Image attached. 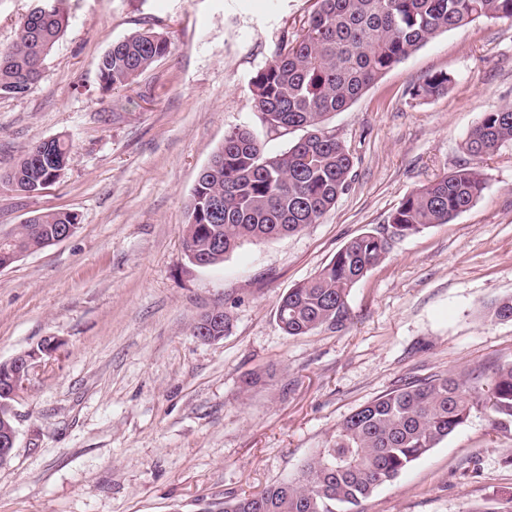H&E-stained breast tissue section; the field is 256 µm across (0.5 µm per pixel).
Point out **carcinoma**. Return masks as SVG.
I'll list each match as a JSON object with an SVG mask.
<instances>
[{"instance_id":"cac0c4a2","label":"carcinoma","mask_w":512,"mask_h":512,"mask_svg":"<svg viewBox=\"0 0 512 512\" xmlns=\"http://www.w3.org/2000/svg\"><path fill=\"white\" fill-rule=\"evenodd\" d=\"M57 2L31 10L15 42L0 48L1 95L25 94L40 81L45 57L69 25ZM479 18L512 19V0H316L301 33L284 40L250 83L267 129L304 134L277 154L267 153L247 129L225 134L198 175L181 228L189 260L214 266L246 242L296 234L318 223L348 188L353 167L349 149L324 131L326 117L348 107L413 51ZM168 49L167 40L150 29L112 43L98 64L103 87L130 85ZM451 85L448 73L434 72L408 93L427 100L447 94ZM509 141L512 106L485 113L464 143L470 160L403 198L389 216L387 232L349 239L315 276L281 296V329L289 336L344 329L351 321L348 296L354 285L382 262L394 240L446 224L473 206L486 185L479 163ZM70 154V143L61 138L39 142L5 181L21 193L42 190L56 182ZM77 224L74 212L37 213L9 229L0 250L16 256L35 252ZM489 314L512 320V296L500 299ZM205 319L211 336L230 328L226 311ZM475 412L486 413L495 430L512 432V363L489 375L471 371L403 382L347 416L296 477L257 494L226 497L222 512H354Z\"/></svg>"}]
</instances>
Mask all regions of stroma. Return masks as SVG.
Instances as JSON below:
<instances>
[{"label": "stroma", "instance_id": "stroma-1", "mask_svg": "<svg viewBox=\"0 0 512 512\" xmlns=\"http://www.w3.org/2000/svg\"><path fill=\"white\" fill-rule=\"evenodd\" d=\"M69 26L23 95H0V174L61 137L65 174L25 195L0 182V229L71 210L68 239L0 269V362L45 336L62 345L13 404L0 512H220L225 496L295 475L341 421L405 379L512 361V142L482 163L486 188L446 224L397 240L352 288L341 331L290 336L282 294L350 238L386 232L399 202L466 161L485 112L512 106V19L440 34L329 115L350 150L348 189L319 223L194 265L181 226L227 130L268 153L294 135L262 126L249 84L315 0H65ZM169 51L104 90L100 57L142 30ZM452 76L448 94L412 84ZM231 316L224 337L193 327ZM358 512H512V433L474 413ZM452 78L445 72H434L414 83L408 90L412 99L427 100L444 96L452 85Z\"/></svg>", "mask_w": 512, "mask_h": 512}]
</instances>
